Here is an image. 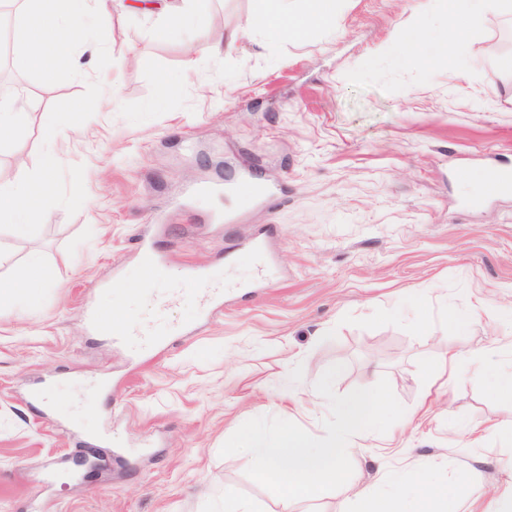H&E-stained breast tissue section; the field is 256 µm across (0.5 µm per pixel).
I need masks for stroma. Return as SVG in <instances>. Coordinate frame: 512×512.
Instances as JSON below:
<instances>
[{
    "label": "stroma",
    "instance_id": "1",
    "mask_svg": "<svg viewBox=\"0 0 512 512\" xmlns=\"http://www.w3.org/2000/svg\"><path fill=\"white\" fill-rule=\"evenodd\" d=\"M254 9L204 0L173 27L117 5L96 25L99 52L75 41L49 77L28 66L24 20L10 16L0 71L25 91L0 100L19 99L28 119L0 136V176L36 171L49 150L59 165L26 236L0 223V282L33 258L47 270L0 309V512H216L228 492L281 512L247 457L220 449L261 416L323 436L315 384L337 364V394L385 378L406 414L351 454L352 484L461 467L489 488L476 512H493L512 481V405L484 376L448 369L452 351L512 366V195L482 182L512 166V18L483 15L459 61L433 65L423 51L403 59L392 39L420 17L438 39L443 0H340V36L298 39L252 30ZM248 171L276 201L188 195ZM227 209L236 222L216 221ZM144 234L172 268L205 264L227 283L262 267L268 280L201 320L197 294L146 283L133 251ZM257 234L265 254L225 263ZM89 300L134 333L198 329L146 354L95 335ZM479 300L458 332L453 313Z\"/></svg>",
    "mask_w": 512,
    "mask_h": 512
}]
</instances>
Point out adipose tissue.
<instances>
[{
  "instance_id": "ef3b65f1",
  "label": "adipose tissue",
  "mask_w": 512,
  "mask_h": 512,
  "mask_svg": "<svg viewBox=\"0 0 512 512\" xmlns=\"http://www.w3.org/2000/svg\"><path fill=\"white\" fill-rule=\"evenodd\" d=\"M24 5L29 17L24 29L27 62L47 75L67 62L74 33L93 29L97 19L112 10V0H24ZM446 6L448 29L433 45L430 57L434 60H453L463 53L464 30L471 17L488 11L512 15V0H447ZM336 9V0H305L300 11L287 0H258L250 25L298 37L313 24L333 26ZM58 162V156L48 151L37 173L0 181V220L16 234L27 233L40 204L49 196Z\"/></svg>"
}]
</instances>
